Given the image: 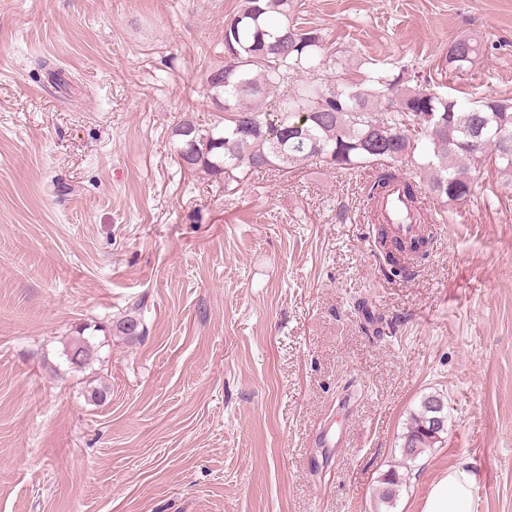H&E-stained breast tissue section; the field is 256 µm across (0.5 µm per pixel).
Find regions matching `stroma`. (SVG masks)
I'll use <instances>...</instances> for the list:
<instances>
[{
	"label": "stroma",
	"mask_w": 512,
	"mask_h": 512,
	"mask_svg": "<svg viewBox=\"0 0 512 512\" xmlns=\"http://www.w3.org/2000/svg\"><path fill=\"white\" fill-rule=\"evenodd\" d=\"M239 6L0 0V512H423L464 460L477 512H512V192L491 165L466 201L423 192L434 242L391 279L372 168L264 170L229 195L184 170L174 130L217 119L205 77ZM294 14L352 62L512 98V0ZM462 36L480 59L448 71ZM132 310L142 335H116ZM428 395L442 439L380 502ZM330 421L343 446L316 448ZM91 326L86 325L79 328L76 333L77 337H72L65 345L64 355L67 361L74 365L75 368H83L87 365L92 357L91 345L86 338H84V332L90 329Z\"/></svg>",
	"instance_id": "1"
}]
</instances>
